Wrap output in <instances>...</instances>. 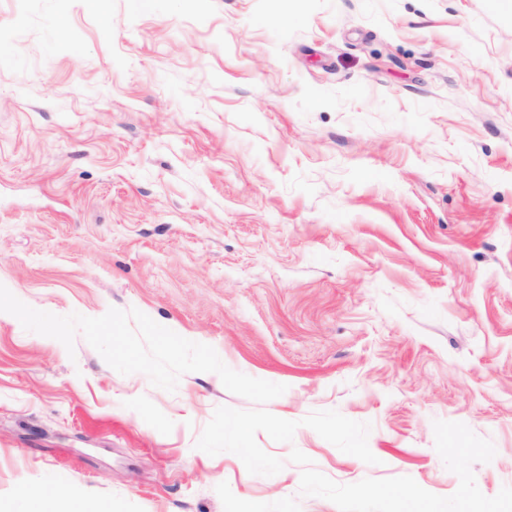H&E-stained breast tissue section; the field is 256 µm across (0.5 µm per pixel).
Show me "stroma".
<instances>
[{"label":"stroma","mask_w":512,"mask_h":512,"mask_svg":"<svg viewBox=\"0 0 512 512\" xmlns=\"http://www.w3.org/2000/svg\"><path fill=\"white\" fill-rule=\"evenodd\" d=\"M0 284L287 387L0 312V512H512V0H0Z\"/></svg>","instance_id":"35a3bbf8"}]
</instances>
